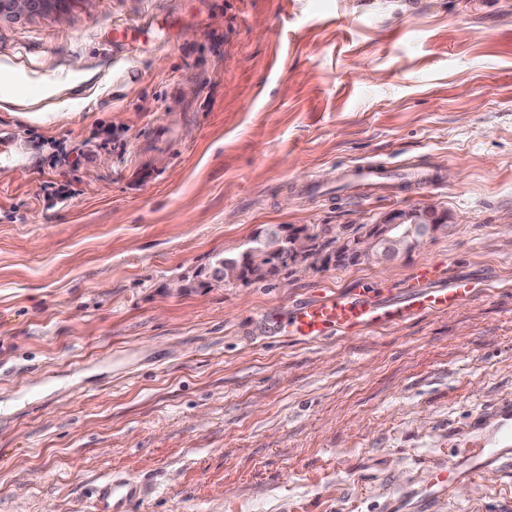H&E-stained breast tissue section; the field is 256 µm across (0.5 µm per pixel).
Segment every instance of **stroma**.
I'll return each mask as SVG.
<instances>
[{
  "mask_svg": "<svg viewBox=\"0 0 512 512\" xmlns=\"http://www.w3.org/2000/svg\"><path fill=\"white\" fill-rule=\"evenodd\" d=\"M140 81L121 85L118 72ZM427 167L355 195L344 166ZM66 188V198L45 197ZM430 207L387 264L209 278L266 225ZM459 308L307 344L324 293L423 265ZM512 0H68L0 18V512H512ZM479 455L485 457V459L467 471H462L458 464H450L448 468L436 469L433 475V481L429 485L430 495L437 497L446 495L448 490L463 478H471L483 468V466L496 463L502 458V455L493 448H481ZM93 512H131L147 495L146 484L126 477L102 481L93 491Z\"/></svg>",
  "mask_w": 512,
  "mask_h": 512,
  "instance_id": "35a3bbf8",
  "label": "stroma"
}]
</instances>
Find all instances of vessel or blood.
<instances>
[{"label":"vessel or blood","mask_w":512,"mask_h":512,"mask_svg":"<svg viewBox=\"0 0 512 512\" xmlns=\"http://www.w3.org/2000/svg\"><path fill=\"white\" fill-rule=\"evenodd\" d=\"M392 166L359 163L351 166L349 176L360 183L372 185L390 178ZM440 273L437 267H421L415 275L402 284L403 298L398 302L370 303L363 291L349 294H330L300 305L286 319V335L307 343H317L340 333H351L368 325L397 323L417 313L456 309L473 293L467 281H455L444 288L435 287ZM466 473L459 465L452 464L435 470L429 485L434 496L446 494ZM93 512H133L147 495L144 483L126 477H115L101 482L93 491Z\"/></svg>","instance_id":"obj_1"}]
</instances>
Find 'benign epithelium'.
<instances>
[{"instance_id":"obj_1","label":"benign epithelium","mask_w":512,"mask_h":512,"mask_svg":"<svg viewBox=\"0 0 512 512\" xmlns=\"http://www.w3.org/2000/svg\"><path fill=\"white\" fill-rule=\"evenodd\" d=\"M66 0H0V16L22 17L56 10L62 12ZM446 223V217L429 208L398 210L389 213L379 222L370 225L362 234L341 237L336 241L329 259L337 265H356L363 261L386 263L401 254L410 253L422 246ZM310 227L290 228L286 225H269L260 237L261 243L244 250L245 260L224 258L209 272L218 280L224 268L230 274L254 278L273 270L272 256L279 254L288 262L300 267L310 251Z\"/></svg>"}]
</instances>
